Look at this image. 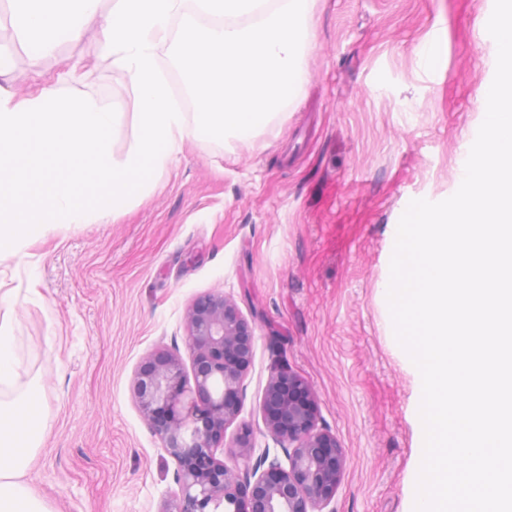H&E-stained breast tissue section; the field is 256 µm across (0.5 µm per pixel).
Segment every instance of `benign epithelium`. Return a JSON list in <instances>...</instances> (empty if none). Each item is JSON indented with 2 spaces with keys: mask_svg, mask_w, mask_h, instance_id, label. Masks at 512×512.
Wrapping results in <instances>:
<instances>
[{
  "mask_svg": "<svg viewBox=\"0 0 512 512\" xmlns=\"http://www.w3.org/2000/svg\"><path fill=\"white\" fill-rule=\"evenodd\" d=\"M186 329L193 379L180 357L160 349L135 374L140 412L179 466V493L162 512H217L228 504L241 512H335L329 508L344 473L335 435L317 427V408L307 382L288 372L272 375L263 407L267 430L288 449V465L254 458L250 434L235 439L234 465L217 457L224 434L241 406L252 358L253 328L223 294L200 297L188 309Z\"/></svg>",
  "mask_w": 512,
  "mask_h": 512,
  "instance_id": "benign-epithelium-1",
  "label": "benign epithelium"
}]
</instances>
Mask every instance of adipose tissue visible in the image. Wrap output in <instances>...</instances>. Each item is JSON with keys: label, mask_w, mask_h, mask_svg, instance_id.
Listing matches in <instances>:
<instances>
[{"label": "adipose tissue", "mask_w": 512, "mask_h": 512, "mask_svg": "<svg viewBox=\"0 0 512 512\" xmlns=\"http://www.w3.org/2000/svg\"><path fill=\"white\" fill-rule=\"evenodd\" d=\"M311 0H11L18 39L56 63L17 93L0 64V259L48 228L105 224L152 193L185 146L208 139L250 148L300 84ZM192 11L180 34L173 22ZM208 34L198 37V21ZM93 37V55L61 43ZM181 48L178 69L194 106L172 100L161 52ZM109 61L134 90L136 136L114 148L120 114L86 87ZM16 326L0 321V512H48L26 474L46 431L39 393H18Z\"/></svg>", "instance_id": "1"}]
</instances>
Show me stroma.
<instances>
[{"mask_svg": "<svg viewBox=\"0 0 512 512\" xmlns=\"http://www.w3.org/2000/svg\"><path fill=\"white\" fill-rule=\"evenodd\" d=\"M494 0H314L308 69L262 150L205 140L110 224L53 228L0 263V319L17 325L23 384L47 433L27 476L50 512H161L178 465L143 420L139 369L161 347L190 363L185 314L209 292L251 323L253 354L224 461L248 428L283 456L263 415L271 372L310 385L320 428L345 453L336 512H414L423 455L421 375L383 292L393 226L414 199L459 187L484 120L497 47ZM0 61L18 90L49 70L0 10Z\"/></svg>", "mask_w": 512, "mask_h": 512, "instance_id": "35a3bbf8", "label": "stroma"}]
</instances>
